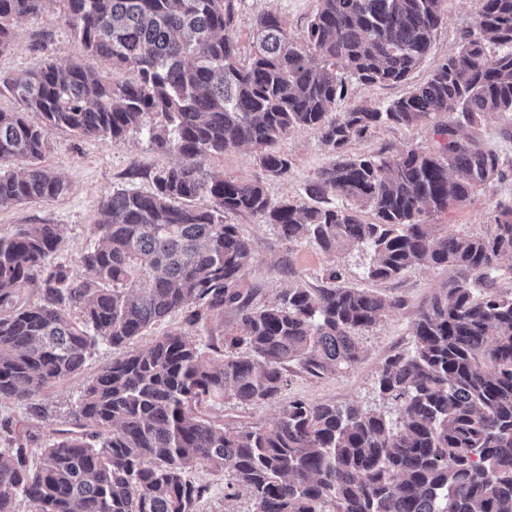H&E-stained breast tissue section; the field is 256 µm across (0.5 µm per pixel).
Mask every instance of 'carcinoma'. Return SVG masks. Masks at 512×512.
Instances as JSON below:
<instances>
[{"mask_svg":"<svg viewBox=\"0 0 512 512\" xmlns=\"http://www.w3.org/2000/svg\"><path fill=\"white\" fill-rule=\"evenodd\" d=\"M44 2L0 0V51ZM63 2L86 51L136 79L114 82L77 64L1 77L20 110L0 111V209L65 191L42 164L54 129L85 139L140 131L182 161L155 174L149 192L121 187L105 197L94 244L81 255L88 280L53 261L62 243L54 224L0 237V400L38 408L97 344L126 346L177 311L190 326L226 307L238 317L222 346L170 332L112 360L71 411L81 432L51 440L35 464L4 426L12 447L0 449V512H18L20 496L35 512H194L202 490L186 473L200 463L230 471L253 512H512V297L496 292L500 260L512 259V207L480 236L438 237L424 219L507 177L499 154L460 128L512 114V0H477L457 53L409 95L332 121L347 79L408 80L431 52L447 0H317L300 37L275 13L240 19L235 0ZM243 24L253 34L246 61ZM449 111L455 120L435 127L447 142L433 151L346 153L379 125ZM28 112L43 123H29ZM295 127L312 130L331 156L306 195L344 196L371 220L275 202L264 182L226 179L197 162L251 145L265 175L280 177L291 162L275 145ZM229 213L324 252L368 245L365 275L377 282L415 265L448 267V283L413 325L412 350L381 369L379 391L397 418L301 399L265 427L226 429L206 416L226 401L272 402L290 362L318 377L352 366L362 334L400 305L339 284L332 268L327 286L298 282L272 305L249 306L243 280L254 248L224 223ZM32 284L42 292L37 304L22 298Z\"/></svg>","mask_w":512,"mask_h":512,"instance_id":"1","label":"carcinoma"}]
</instances>
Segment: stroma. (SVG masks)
Segmentation results:
<instances>
[{"label": "stroma", "mask_w": 512, "mask_h": 512, "mask_svg": "<svg viewBox=\"0 0 512 512\" xmlns=\"http://www.w3.org/2000/svg\"><path fill=\"white\" fill-rule=\"evenodd\" d=\"M235 5L244 18L267 11L275 12L286 21L289 32L298 36L305 30L317 2L235 0ZM475 8L476 0H447V16L436 33L432 51L409 80L394 86L350 81L348 94L337 102L335 113L349 111L362 101L382 105L409 94L427 80L434 65L458 51L464 30L472 23ZM49 61L60 65L76 62L86 69L110 75L116 82L135 78L134 72L112 68L105 60L86 52L81 41L71 33L61 0H46L37 15L16 23L12 45L0 51V75L23 77ZM448 120V115L444 114L433 123L410 126L384 124L364 137L352 140L347 152L357 156L380 151L395 155L409 148L428 151L437 145L435 124H444ZM465 133L483 147L496 151L505 164L512 166V115H485L476 125L466 128ZM277 148L288 155L291 167L286 175L266 180L269 196L275 201L307 203L304 188L315 173L329 163V155L316 134L304 127L290 130L278 142ZM177 161L176 155L155 150L144 136L135 131L118 139H84L66 129L53 130L49 135L44 163L59 173L67 190L55 199L0 210V237H10L22 224L58 225L62 244L54 257L55 262L65 264L74 280L89 279L91 273L81 263L80 255L92 241L93 224L102 218V202L106 195L118 186L150 191L154 173ZM201 162L205 167L223 171L228 179L252 180L263 174L258 152L251 147L230 150L221 156L207 155ZM511 204L512 174L477 188L466 203L430 215L429 220L441 235H483L493 224L499 206ZM225 221L237 225L239 232L254 243V259L244 282L245 288L251 292V306L275 303L281 291L298 281L313 288L320 286L325 270L331 267L341 270L347 285L378 288L398 297L402 304L376 328L361 336L360 357L350 368L334 375L314 377L299 364L289 363L283 372L285 385L279 402L245 406L230 401L210 408L208 417L228 428L267 426L274 422L280 403L293 399L328 401L342 406L354 404L365 410L394 415L393 405L383 400L378 391L380 371L389 358L411 349L412 326L422 309L447 282V268L414 266L399 278L376 285L363 275L372 259L368 248L326 253L307 242L283 241L275 226L262 223L257 217L229 214ZM184 318L181 312L168 316L153 326L148 335L138 337L137 346L148 345L152 337L174 330L189 337L205 333L215 340H222L235 326L237 312L225 309L223 315L199 328L186 326ZM117 354V349L108 345H96L81 371L43 396V413H35L26 405L11 400L0 401V427L9 424L26 431L32 455H39L49 438L55 437L57 431L68 429L69 412L87 383ZM187 477L203 489L196 512H252L249 493L234 484L230 472L215 471L200 464L190 469Z\"/></svg>", "instance_id": "stroma-1"}]
</instances>
